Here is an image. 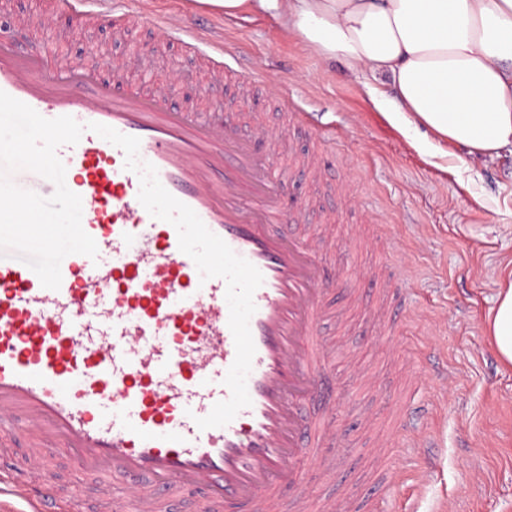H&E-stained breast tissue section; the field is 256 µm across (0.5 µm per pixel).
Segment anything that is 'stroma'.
I'll return each mask as SVG.
<instances>
[{"mask_svg":"<svg viewBox=\"0 0 512 512\" xmlns=\"http://www.w3.org/2000/svg\"><path fill=\"white\" fill-rule=\"evenodd\" d=\"M35 14L52 15L47 26L31 25ZM27 26L34 44L51 42L70 30L68 55L112 72L126 47L112 37L110 24L77 26L55 0H0V32ZM136 37L155 46L141 65L122 71L125 84L144 88L146 73L163 79L180 68L193 78L197 97L216 120L250 127L253 113L278 125V100L290 94L309 113L317 133L335 135L336 166L354 189V210L336 207L320 189L316 224L336 226L338 265H351L362 277L382 257L400 258L412 272L407 302L418 316L406 334L377 336L363 314L348 331L334 317L347 291L330 287L322 340L339 341L328 368L336 381V475L328 477L310 461L300 465V486L317 497L335 496L338 485H373L368 444L372 430L360 428L362 414L390 427L389 411L402 393L392 352L408 355L410 339L426 337L435 349L434 367L423 368L414 405L434 403L439 447L428 454L401 453L397 462L407 477L428 472L424 489H402L392 500L399 512H512V367L499 360L488 337L486 315L498 288L512 276V154L473 164L458 173L452 156L430 157L415 150L402 129L380 111L362 81L346 64L324 61L285 35L268 15L244 11L224 19L229 65L261 68L267 85L247 96L232 87L207 88L198 56L179 45L156 46L154 33ZM376 213L385 231L365 222ZM61 512H95L99 481L66 449L49 458Z\"/></svg>","mask_w":512,"mask_h":512,"instance_id":"obj_1","label":"stroma"}]
</instances>
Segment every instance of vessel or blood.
<instances>
[{
  "label": "vessel or blood",
  "instance_id": "obj_1",
  "mask_svg": "<svg viewBox=\"0 0 512 512\" xmlns=\"http://www.w3.org/2000/svg\"><path fill=\"white\" fill-rule=\"evenodd\" d=\"M63 2L79 23L106 21L112 11V0ZM124 19L195 40L213 86H223L230 71L224 28L207 12L163 13L140 0ZM46 54L0 34V91L44 118L84 124L80 141L57 155L98 252L66 256L56 290L14 252L0 257V449L23 445L38 462L58 446L71 448L102 480L99 512H121L110 497L115 485L129 490L132 512H166L193 492L203 512H342L345 500L357 512H388L385 493L356 487L339 500L298 487L301 457L336 472L318 323L327 285L351 274L329 259L335 226L311 224L313 199L286 207L287 172L255 147L259 139L279 147L280 138L259 119L246 134L200 108L173 106L167 82L146 94L88 62L65 60L47 71ZM92 123L139 138V158L156 168L164 188L263 276L249 321L251 404L225 426L203 430L197 421L231 395L224 379L236 350L226 283L201 278L175 227L139 202V177L126 169L123 151L89 131ZM292 163L310 184L327 185L324 151L293 155ZM278 224L286 232H275ZM362 285L374 294L377 335L399 334L407 288L380 274ZM314 402L318 411L307 413ZM413 417L423 428L408 443L417 452L432 445V411L398 405L391 414L400 426ZM392 438L388 431L372 441L387 490L397 487L384 453ZM59 509L47 477L0 472V512Z\"/></svg>",
  "mask_w": 512,
  "mask_h": 512
}]
</instances>
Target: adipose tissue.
<instances>
[{
  "label": "adipose tissue",
  "instance_id": "obj_1",
  "mask_svg": "<svg viewBox=\"0 0 512 512\" xmlns=\"http://www.w3.org/2000/svg\"><path fill=\"white\" fill-rule=\"evenodd\" d=\"M275 18L285 33L375 82L376 105L405 130L426 129L468 161L512 151V0H209ZM512 366V285L488 318Z\"/></svg>",
  "mask_w": 512,
  "mask_h": 512
}]
</instances>
